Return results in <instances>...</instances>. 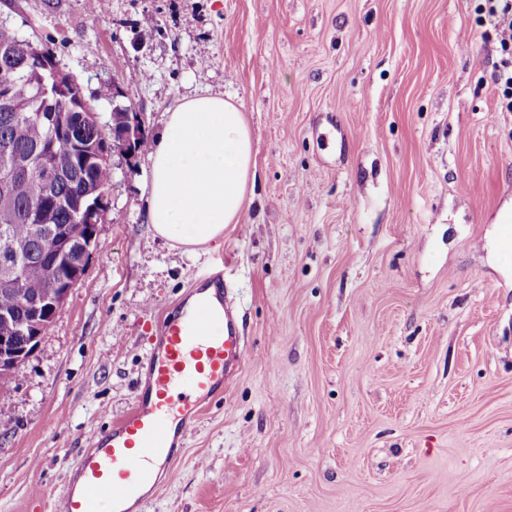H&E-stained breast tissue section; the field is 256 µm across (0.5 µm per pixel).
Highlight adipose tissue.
Returning <instances> with one entry per match:
<instances>
[{"instance_id":"adipose-tissue-1","label":"adipose tissue","mask_w":512,"mask_h":512,"mask_svg":"<svg viewBox=\"0 0 512 512\" xmlns=\"http://www.w3.org/2000/svg\"><path fill=\"white\" fill-rule=\"evenodd\" d=\"M148 161L147 222L171 242L192 247L222 237L251 201V134L224 95H197L169 110Z\"/></svg>"}]
</instances>
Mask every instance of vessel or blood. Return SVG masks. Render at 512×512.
<instances>
[{"label":"vessel or blood","mask_w":512,"mask_h":512,"mask_svg":"<svg viewBox=\"0 0 512 512\" xmlns=\"http://www.w3.org/2000/svg\"><path fill=\"white\" fill-rule=\"evenodd\" d=\"M191 298L152 337L131 408L85 437L62 512H147L162 468L172 467L201 411L239 371L246 352L223 272L196 283Z\"/></svg>","instance_id":"b4317fda"}]
</instances>
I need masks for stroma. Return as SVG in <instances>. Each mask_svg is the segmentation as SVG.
<instances>
[{
    "mask_svg": "<svg viewBox=\"0 0 512 512\" xmlns=\"http://www.w3.org/2000/svg\"><path fill=\"white\" fill-rule=\"evenodd\" d=\"M477 4L0 0L102 122L152 137L226 92L255 151L240 223L192 255L147 222L146 154L113 156L86 273L0 389V512H62L81 436L219 261L246 359L149 512H512V112Z\"/></svg>",
    "mask_w": 512,
    "mask_h": 512,
    "instance_id": "35a3bbf8",
    "label": "stroma"
}]
</instances>
